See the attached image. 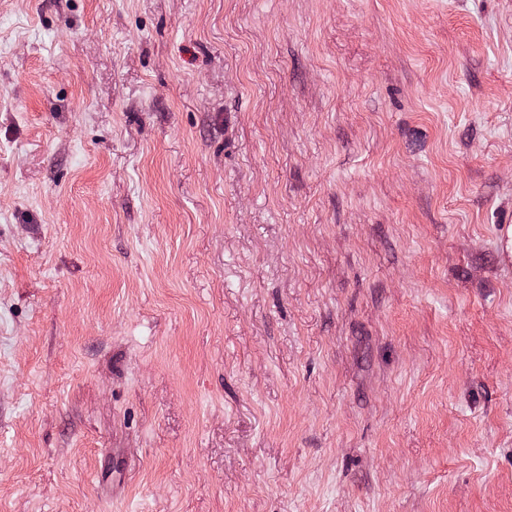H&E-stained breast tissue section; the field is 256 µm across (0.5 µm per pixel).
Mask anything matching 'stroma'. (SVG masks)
<instances>
[{
	"mask_svg": "<svg viewBox=\"0 0 512 512\" xmlns=\"http://www.w3.org/2000/svg\"><path fill=\"white\" fill-rule=\"evenodd\" d=\"M499 224L512 0H0V512H512Z\"/></svg>",
	"mask_w": 512,
	"mask_h": 512,
	"instance_id": "35a3bbf8",
	"label": "stroma"
}]
</instances>
